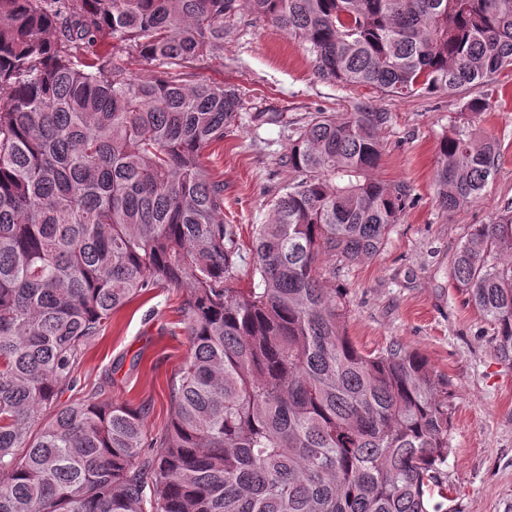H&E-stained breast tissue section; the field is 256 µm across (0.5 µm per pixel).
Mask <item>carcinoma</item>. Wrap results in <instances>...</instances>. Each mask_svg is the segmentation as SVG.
Instances as JSON below:
<instances>
[{
  "instance_id": "1",
  "label": "carcinoma",
  "mask_w": 512,
  "mask_h": 512,
  "mask_svg": "<svg viewBox=\"0 0 512 512\" xmlns=\"http://www.w3.org/2000/svg\"><path fill=\"white\" fill-rule=\"evenodd\" d=\"M243 9L345 86L454 93L512 69V0H0V512H447L448 379L397 344L359 351L319 271L374 255L410 205L371 175L388 113L293 130L301 180L234 287L203 151L245 102L174 70L223 50ZM499 157L463 125L442 135L440 209L480 199ZM450 269L511 361L512 217L475 225ZM155 288L185 291L189 349L150 439L142 408L59 399L82 347Z\"/></svg>"
}]
</instances>
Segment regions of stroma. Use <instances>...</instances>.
<instances>
[{"label": "stroma", "mask_w": 512, "mask_h": 512, "mask_svg": "<svg viewBox=\"0 0 512 512\" xmlns=\"http://www.w3.org/2000/svg\"><path fill=\"white\" fill-rule=\"evenodd\" d=\"M185 77L235 86L245 98L223 142L204 152L206 165L224 183V221L237 231L242 288L251 281L253 226L268 223L273 197L297 179L283 163L293 128L317 112L342 115L371 107L388 113L373 176L408 185L412 202L376 255L348 266L323 260L322 274L344 294L345 328L359 350L375 355L397 342L447 377L448 512H512V362L495 355L490 325L449 273L453 253L473 225L512 214V74L452 95L394 97L346 87L318 78L314 57L301 43L243 11L224 21L222 57L189 65ZM471 98L489 102L475 126L479 136L499 141L501 157L478 202L445 212L433 184L438 141ZM182 298V289H155L116 312L83 348L68 399L101 391L142 407L149 436L161 434L172 417L166 382L189 348Z\"/></svg>", "instance_id": "35a3bbf8"}]
</instances>
